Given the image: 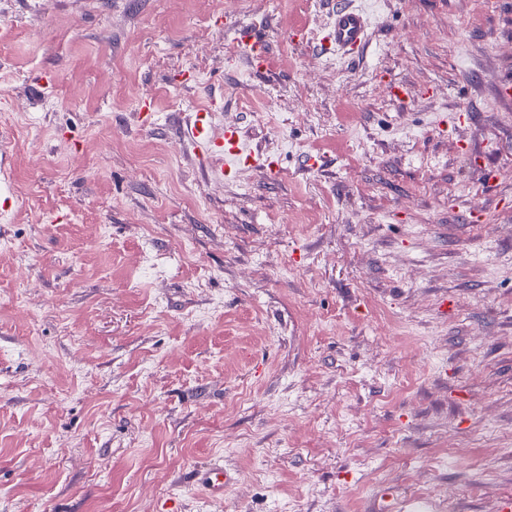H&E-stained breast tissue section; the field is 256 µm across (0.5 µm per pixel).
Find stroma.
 Instances as JSON below:
<instances>
[{
	"label": "stroma",
	"instance_id": "35a3bbf8",
	"mask_svg": "<svg viewBox=\"0 0 512 512\" xmlns=\"http://www.w3.org/2000/svg\"><path fill=\"white\" fill-rule=\"evenodd\" d=\"M336 2L0 0V512L512 496V0H353L355 55ZM368 30L366 15L344 3L333 13L328 40L336 46V50L358 53L367 43ZM236 44L240 49V55L246 58V61L253 71H259L264 67L265 59L269 52L266 41L259 37L251 28H237ZM212 112H197L193 123L183 131V141L192 146L202 169H213V161H219L216 180L236 177L238 169L246 164L257 165L275 172L277 163L270 157H261L248 150L240 141L235 127L223 128L219 134L213 131ZM236 482V477L224 471V466L213 463L195 471L193 484L201 487L211 500H223L224 491Z\"/></svg>",
	"mask_w": 512,
	"mask_h": 512
}]
</instances>
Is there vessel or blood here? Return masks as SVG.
Instances as JSON below:
<instances>
[{
	"label": "vessel or blood",
	"mask_w": 512,
	"mask_h": 512,
	"mask_svg": "<svg viewBox=\"0 0 512 512\" xmlns=\"http://www.w3.org/2000/svg\"><path fill=\"white\" fill-rule=\"evenodd\" d=\"M368 30L366 15L344 2L333 14L328 40L339 50L356 53L365 46ZM236 43L251 70H261L269 52L266 41L252 29L240 27L236 30ZM183 140L193 147L202 169H215L216 178L220 181L236 177L239 168L246 164L272 172L277 169L273 159L256 155L244 147L236 128L227 127L221 132H214L211 114L207 111L198 112L193 123L186 126ZM234 482V476L218 463L200 468L193 475L194 485L201 487L213 500H223L225 490Z\"/></svg>",
	"instance_id": "b4317fda"
}]
</instances>
